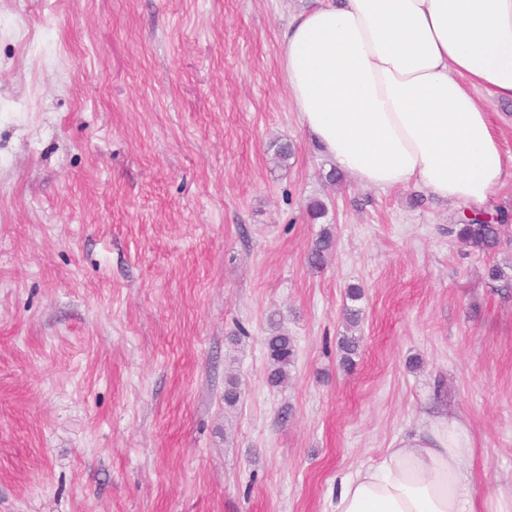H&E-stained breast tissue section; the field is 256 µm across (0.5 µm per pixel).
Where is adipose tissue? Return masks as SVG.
I'll return each instance as SVG.
<instances>
[{
  "mask_svg": "<svg viewBox=\"0 0 512 512\" xmlns=\"http://www.w3.org/2000/svg\"><path fill=\"white\" fill-rule=\"evenodd\" d=\"M280 67L304 132L377 190L423 186L484 208L505 177L473 90L512 100V0H318L281 37ZM460 421L342 476L331 512H512V490L478 500Z\"/></svg>",
  "mask_w": 512,
  "mask_h": 512,
  "instance_id": "obj_1",
  "label": "adipose tissue"
}]
</instances>
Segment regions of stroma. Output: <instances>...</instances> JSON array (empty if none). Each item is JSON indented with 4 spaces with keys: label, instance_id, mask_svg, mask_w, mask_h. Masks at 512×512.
Instances as JSON below:
<instances>
[{
    "label": "stroma",
    "instance_id": "stroma-1",
    "mask_svg": "<svg viewBox=\"0 0 512 512\" xmlns=\"http://www.w3.org/2000/svg\"><path fill=\"white\" fill-rule=\"evenodd\" d=\"M312 3L0 0V512H330L338 474L443 416L478 496L512 487V221L478 252L421 186L328 181L279 67ZM475 98L512 218V101ZM335 248L336 241L332 229L323 227L310 244L306 257L308 265L313 269L323 268L333 256ZM362 311L354 304L345 305L344 320L348 326L350 335L342 336L339 341V350L342 352L341 363L344 367H350L354 364V356L357 355L361 344V336L352 333L353 329L359 327L362 320ZM265 349L270 366L269 381L273 386L288 380L294 364L296 350L294 340L283 332L279 323L270 318V333L265 339Z\"/></svg>",
    "mask_w": 512,
    "mask_h": 512
}]
</instances>
